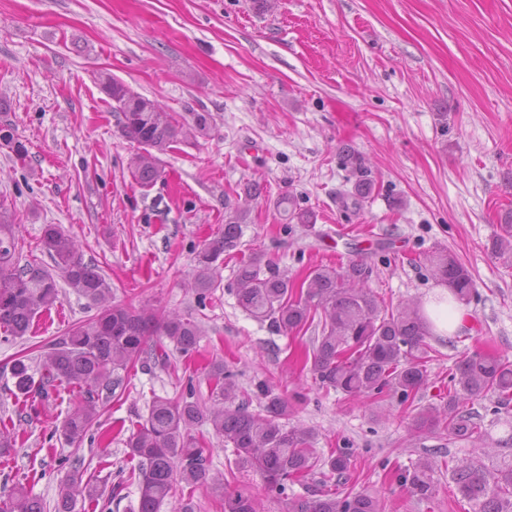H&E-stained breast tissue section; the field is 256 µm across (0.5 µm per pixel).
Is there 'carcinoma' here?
Instances as JSON below:
<instances>
[{
  "label": "carcinoma",
  "instance_id": "carcinoma-1",
  "mask_svg": "<svg viewBox=\"0 0 512 512\" xmlns=\"http://www.w3.org/2000/svg\"><path fill=\"white\" fill-rule=\"evenodd\" d=\"M103 85L113 102L112 109L121 111L120 136L143 149L132 171L142 186L162 176V155L210 130L206 113L192 112L180 122L118 79L107 76ZM0 141L17 158L27 157L26 145L14 137L10 125H0ZM342 160L361 169L355 196L368 198L374 182L367 178L359 157L347 150ZM245 217L243 211L224 217V228L197 253L195 286L200 294L217 287L224 256L238 251ZM502 231L493 248L507 260L512 256V224L502 225ZM15 233L14 216L1 208V333L21 338L37 317L51 311L58 300L59 277L96 309L92 317L44 346L39 384H34L25 363L20 361L13 367L16 387L27 398L46 396L49 390L63 385L79 395L60 429L67 442L78 446L99 425L107 402L125 393L130 369L138 363H169L167 350L152 346L150 337H166L177 353L188 357L197 350L201 330L190 316L165 314L152 305L136 308L111 303V284L98 267L82 260L77 240L59 225H45L41 238V250L52 261L50 269L32 263L19 266ZM425 261L457 301L470 303L475 294L473 280L454 255L436 248ZM368 276L369 269L355 262L341 269L318 266L297 285L279 272L273 260L255 255L237 265L233 291L249 316L269 322L277 332H299L318 322L320 335L314 338L308 359L315 380L322 386L350 397L388 396L405 402L415 397L426 381L427 364L435 352L427 342L431 331L410 303L385 309L365 288ZM208 380L209 403L201 404L191 394L177 401L157 397L128 435L129 456L139 462V512H159L182 482L209 486L224 501V512H258L251 496L227 490L224 476L210 473L211 448L195 436L197 428L206 424L224 445L234 448L237 464L259 473L272 492L281 493L288 482L318 469L323 482L334 479L336 485L342 484L354 452L339 448L328 459H321L314 449L312 430L281 424L293 412L288 397L260 383L257 391L265 400L263 411L249 410V397L240 394L222 359L211 363ZM488 393L495 395L499 408L512 406V362L475 351L458 361L449 374L448 401L421 413L417 428L434 430L444 421L449 437L469 440L481 449L486 431L466 404ZM434 472L432 460L419 458L404 468L399 478L410 494L428 501L437 492ZM448 472L472 512H512V463L490 471L461 462ZM95 496L97 489L83 481V474L76 469L60 484L55 512H72L77 498ZM0 512H45V506L20 488L3 503ZM288 512H388V505L372 494L313 489L289 498Z\"/></svg>",
  "mask_w": 512,
  "mask_h": 512
}]
</instances>
